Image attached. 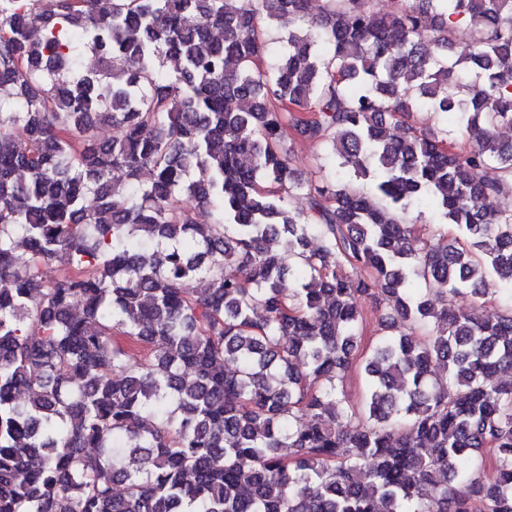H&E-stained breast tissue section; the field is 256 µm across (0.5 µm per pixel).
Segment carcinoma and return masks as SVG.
Masks as SVG:
<instances>
[{
  "mask_svg": "<svg viewBox=\"0 0 512 512\" xmlns=\"http://www.w3.org/2000/svg\"><path fill=\"white\" fill-rule=\"evenodd\" d=\"M372 4L0 0V512H512V305L480 302L491 274L512 300V211L483 207L512 192V0ZM424 203L460 237L415 236ZM283 139L286 147L292 150L291 166L302 173L306 179L319 182L321 176L330 175L332 166L327 160L321 161L326 168L319 173L320 159L318 158L325 157L323 149L299 139L295 130L289 125L284 129ZM360 306L363 314V333L364 340L361 349L369 351L372 345V339L381 333V317L390 311L389 305L381 303L376 305L370 299L362 298ZM344 390L349 403L355 408L364 400L365 386L361 373V363L354 362L344 378Z\"/></svg>",
  "mask_w": 512,
  "mask_h": 512,
  "instance_id": "1",
  "label": "carcinoma"
}]
</instances>
